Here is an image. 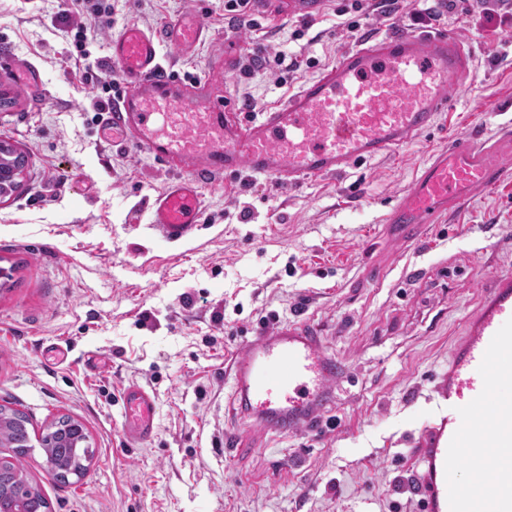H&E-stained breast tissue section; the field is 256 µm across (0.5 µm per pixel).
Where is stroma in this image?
Returning a JSON list of instances; mask_svg holds the SVG:
<instances>
[{
	"label": "stroma",
	"instance_id": "35a3bbf8",
	"mask_svg": "<svg viewBox=\"0 0 512 512\" xmlns=\"http://www.w3.org/2000/svg\"><path fill=\"white\" fill-rule=\"evenodd\" d=\"M352 0H264L257 27L224 0H0V141L27 164L0 200V406L25 413L35 443L20 460L49 512H420V437L434 387L492 278L512 273V176L411 243L380 218L432 157L460 137L494 139L512 122V17L470 11L415 22L435 0L391 16ZM199 15L206 35L178 76H200L221 44L236 109L265 112L365 37L438 28L472 56L437 126L345 175L295 187L247 173L202 190L201 222L169 242L150 203L173 173L138 144L103 143L94 103L119 77L109 44L135 22L160 34ZM87 26L84 49L69 30ZM266 59L264 69L243 64ZM35 71L18 87L14 66ZM307 320L341 371L313 429L275 432L243 414L226 363L256 333ZM155 396L154 433L127 432L124 389ZM79 421L86 472L57 480L36 440Z\"/></svg>",
	"mask_w": 512,
	"mask_h": 512
}]
</instances>
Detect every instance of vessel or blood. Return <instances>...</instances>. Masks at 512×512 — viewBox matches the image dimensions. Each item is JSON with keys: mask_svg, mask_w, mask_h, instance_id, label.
Returning a JSON list of instances; mask_svg holds the SVG:
<instances>
[{"mask_svg": "<svg viewBox=\"0 0 512 512\" xmlns=\"http://www.w3.org/2000/svg\"><path fill=\"white\" fill-rule=\"evenodd\" d=\"M205 25L195 15L169 24L162 37L128 25L110 43L124 89L104 117L106 130L142 146L175 177L153 198L150 224L164 239H185L200 218L202 185L241 171L293 186L341 175L381 159L435 128L448 92L463 87L471 56L453 36L434 30L362 41L252 119L211 95L208 76L186 81L161 62L159 43L190 53ZM512 175V125L491 144L449 143L384 214L395 237L411 241L422 225L440 223L461 202ZM236 396L265 427L300 428L327 404L339 370L316 328L291 322L254 336L229 363ZM512 276H496L483 305L468 319L448 371L435 386L437 421L424 430L426 470L420 512H468L472 491L460 466L491 475L494 512H512ZM132 436L154 430L153 396L125 390ZM503 449L500 457L492 449Z\"/></svg>", "mask_w": 512, "mask_h": 512, "instance_id": "b4317fda", "label": "vessel or blood"}]
</instances>
